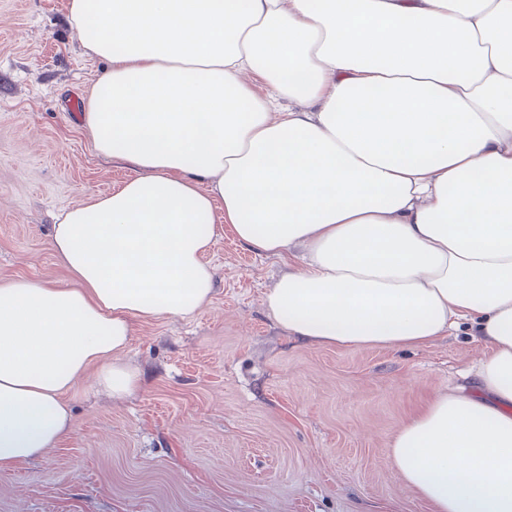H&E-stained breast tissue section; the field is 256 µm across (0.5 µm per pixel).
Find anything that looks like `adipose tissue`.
Returning a JSON list of instances; mask_svg holds the SVG:
<instances>
[{"label":"adipose tissue","mask_w":512,"mask_h":512,"mask_svg":"<svg viewBox=\"0 0 512 512\" xmlns=\"http://www.w3.org/2000/svg\"><path fill=\"white\" fill-rule=\"evenodd\" d=\"M68 10L107 63L83 127L131 175L57 216L67 286L0 282V471L60 443L84 383L140 390L135 322L210 303L223 225L301 257L263 299L299 339L401 349L468 326L474 390L435 396L388 458L432 512H512V0Z\"/></svg>","instance_id":"obj_1"}]
</instances>
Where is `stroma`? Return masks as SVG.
<instances>
[{"instance_id": "obj_1", "label": "stroma", "mask_w": 512, "mask_h": 512, "mask_svg": "<svg viewBox=\"0 0 512 512\" xmlns=\"http://www.w3.org/2000/svg\"><path fill=\"white\" fill-rule=\"evenodd\" d=\"M67 0H0V281L66 284L56 215L126 180L71 102L104 61L85 55ZM208 261L211 303L136 325L143 388L81 389L46 456L0 472V512H429L387 448L426 400L464 384L486 348L462 329L395 351L311 344L266 311L283 261L230 232Z\"/></svg>"}]
</instances>
